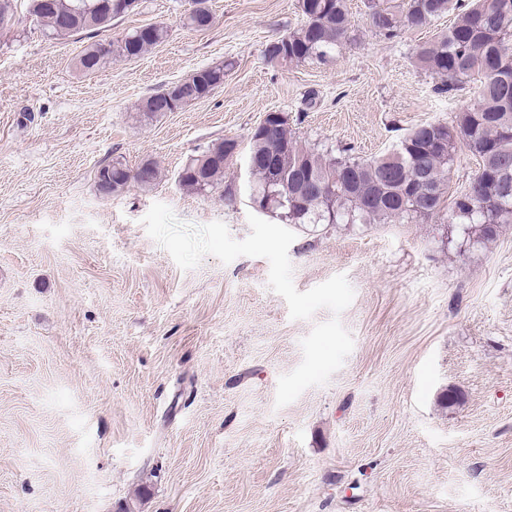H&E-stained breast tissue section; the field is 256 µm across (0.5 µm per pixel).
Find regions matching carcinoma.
Segmentation results:
<instances>
[{
  "label": "carcinoma",
  "instance_id": "obj_1",
  "mask_svg": "<svg viewBox=\"0 0 512 512\" xmlns=\"http://www.w3.org/2000/svg\"><path fill=\"white\" fill-rule=\"evenodd\" d=\"M17 0H0V31L19 22ZM372 27L386 38L422 29L456 12L448 30L417 46L414 63L440 80L437 91L451 93L475 85L474 103L460 110L452 123L414 127L394 152L370 160L306 147L279 121L272 135L249 137L248 158L258 192L252 201L262 209H279L291 224H381L393 219L412 221L437 216L450 224H466L483 243L512 223V0H367ZM305 18L300 27L270 41L264 59L277 65L319 63L349 40L351 21L347 0H297ZM128 12L126 0H27V16L42 34L62 41L84 34L92 39L112 29ZM214 22L208 0H194L182 25L203 31ZM169 27L147 24L94 40L79 55L76 67L84 75L110 64L136 59L165 42ZM224 85V63L200 68L172 83L180 96L162 88L136 108L147 118L174 112ZM238 141L225 138L195 151L177 175L179 187L191 193L224 188V177ZM478 162L468 187L448 199L449 174L457 149ZM425 173L432 206L420 209L411 198L416 177ZM162 177L152 160L131 168L119 158L99 165L94 175L102 197L118 196L130 186L149 189Z\"/></svg>",
  "mask_w": 512,
  "mask_h": 512
}]
</instances>
